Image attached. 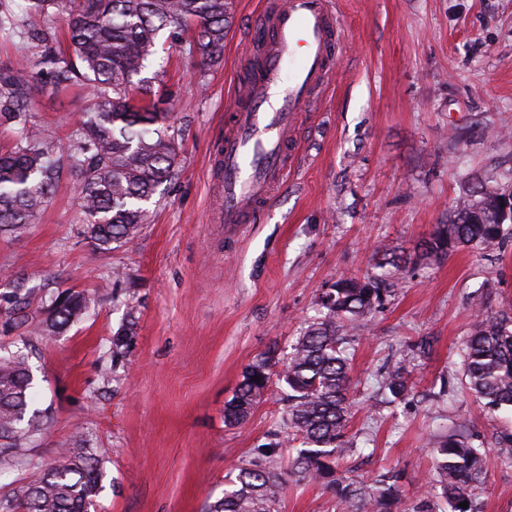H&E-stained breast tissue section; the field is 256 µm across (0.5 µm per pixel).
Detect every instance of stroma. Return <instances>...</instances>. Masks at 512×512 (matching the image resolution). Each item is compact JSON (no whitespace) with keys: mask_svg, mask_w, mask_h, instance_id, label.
<instances>
[{"mask_svg":"<svg viewBox=\"0 0 512 512\" xmlns=\"http://www.w3.org/2000/svg\"><path fill=\"white\" fill-rule=\"evenodd\" d=\"M336 8L339 69L306 108L298 167L236 242L213 222V144L241 57L257 45L260 0H232L220 65L201 69L177 43L154 56L149 70L168 96L182 152L135 244L97 249L71 192L24 234L0 237V297L22 276L97 300L66 330L27 338L36 405L54 420L33 469L1 475L0 495L56 465L58 449L83 435L105 458L91 512H201L254 448L287 432L277 385L244 425H225L245 367L272 347L288 354L319 291L373 271L383 243L411 262L392 270L393 292L360 331L351 361L359 409L348 429L357 451L338 471L367 483L399 472L403 501L413 503L433 485L431 436L462 421L489 451L480 512H512V452L497 445L512 414L476 402L460 366L474 297L512 314V235L439 262L416 259L458 198L512 184V0H337ZM84 95L35 84L33 119L66 139ZM127 325L130 351L113 358L112 338ZM420 336L433 337V350L416 363L412 392L388 402L378 372ZM283 506L337 512L331 492L292 477Z\"/></svg>","mask_w":512,"mask_h":512,"instance_id":"35a3bbf8","label":"stroma"}]
</instances>
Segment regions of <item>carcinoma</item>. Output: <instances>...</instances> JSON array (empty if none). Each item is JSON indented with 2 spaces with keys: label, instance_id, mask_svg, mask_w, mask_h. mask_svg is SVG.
<instances>
[{
  "label": "carcinoma",
  "instance_id": "cac0c4a2",
  "mask_svg": "<svg viewBox=\"0 0 512 512\" xmlns=\"http://www.w3.org/2000/svg\"><path fill=\"white\" fill-rule=\"evenodd\" d=\"M30 11L65 13L69 49L46 47L48 30L27 27L24 20L0 11V28L9 26L33 48H44L31 65L0 68V125L15 134L0 150V236L23 232L51 200L74 187L86 232L101 250L128 245L140 235L145 204L158 187L172 181L180 163L178 132L170 113L151 93L144 77L158 38L189 30L188 52L212 66L222 59L231 0H28ZM43 83L55 89L81 84L88 89L77 129L64 144L55 143L31 119L32 89ZM512 187L485 188L459 199L448 223L437 227L421 259L436 262L459 248L494 246L512 224L500 218L502 200ZM386 263L362 278L340 276L322 289L318 316L297 336L285 361L271 349L243 372L224 419L241 425L260 405L272 379L288 388L286 440L298 444L291 474L298 481L332 491L342 512H403L401 475L387 471L369 485L336 476L337 461L355 451L346 440L353 418L351 349L358 331L391 292L385 287ZM0 299L4 324L25 333L59 332L79 320L91 299L78 291L41 299L46 325L27 313L34 289L25 279ZM477 315L461 352L465 388L491 411L512 412V316L493 313L475 300ZM432 342L421 337L409 344L410 355L389 363L382 386L397 400L413 389V362L427 357ZM259 380H253V377ZM34 373L20 347L0 345V473L26 470L30 452L51 421L34 409ZM278 434L257 448L255 457L237 468L220 498L203 512H279L286 484L276 469ZM436 485L448 512H479L478 495L486 478V451L458 425L432 442ZM102 463L86 440L61 451V461L46 472L0 496V512H88L102 488ZM468 502V508L460 503Z\"/></svg>",
  "mask_w": 512,
  "mask_h": 512
}]
</instances>
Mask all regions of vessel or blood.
<instances>
[{
  "label": "vessel or blood",
  "instance_id": "1",
  "mask_svg": "<svg viewBox=\"0 0 512 512\" xmlns=\"http://www.w3.org/2000/svg\"><path fill=\"white\" fill-rule=\"evenodd\" d=\"M257 26L260 67L238 83L217 147L218 221L229 238L253 222L290 173V145L307 104L329 85L342 32L333 0H264Z\"/></svg>",
  "mask_w": 512,
  "mask_h": 512
}]
</instances>
